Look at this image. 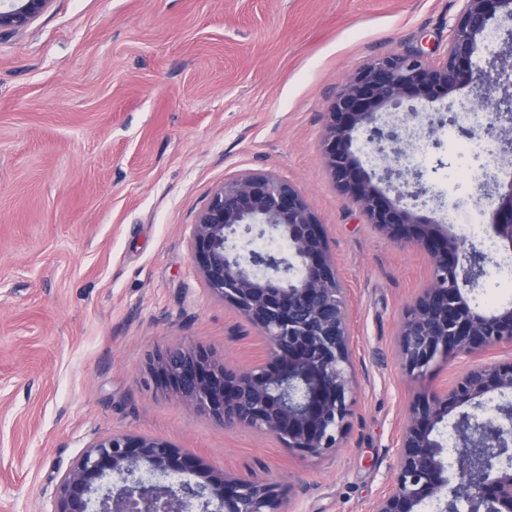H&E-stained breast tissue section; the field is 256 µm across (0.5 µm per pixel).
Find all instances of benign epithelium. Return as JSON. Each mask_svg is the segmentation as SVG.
I'll list each match as a JSON object with an SVG mask.
<instances>
[{
    "label": "benign epithelium",
    "instance_id": "1",
    "mask_svg": "<svg viewBox=\"0 0 512 512\" xmlns=\"http://www.w3.org/2000/svg\"><path fill=\"white\" fill-rule=\"evenodd\" d=\"M53 0H0V33L27 28ZM445 55L427 62L407 50L376 60L336 92L326 113L324 145L340 191L395 243L426 253L431 281L409 307L397 337L405 374L420 382L456 357L474 359L512 343V306L485 311L462 286L483 275L487 255L453 234H441L414 209L426 206L420 167L399 165L404 125L419 116L413 101L432 104L471 84L491 87V119L484 132L512 155V31L499 39L486 68L472 57L492 26L512 21V0H462ZM401 123L375 125L376 112ZM464 136L473 130L429 119L428 135L445 124ZM365 136L382 166V180L397 182L388 198L353 149ZM489 236L512 254V179L490 198ZM267 234L283 239L292 256L258 250ZM192 254L201 277L260 333L264 352L248 366L220 364L203 350L168 346L150 359L160 384L189 408L226 427L275 437L288 451L322 457L340 447L353 414L350 325L344 288L332 261L324 225L291 182L249 173L218 187L193 227ZM512 392V360L472 362L459 378L421 385L414 393L394 449L391 481L367 512H419L444 500L440 512H512V405H488L492 392ZM472 405L454 423L457 482L432 433L455 408ZM204 478L191 484L181 477ZM118 475L120 484L108 481ZM288 484L273 478L216 473L189 450L151 436L114 434L93 443L60 481L57 512H288Z\"/></svg>",
    "mask_w": 512,
    "mask_h": 512
}]
</instances>
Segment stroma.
<instances>
[{"label": "stroma", "instance_id": "stroma-1", "mask_svg": "<svg viewBox=\"0 0 512 512\" xmlns=\"http://www.w3.org/2000/svg\"><path fill=\"white\" fill-rule=\"evenodd\" d=\"M461 0H53L0 34V512H54L94 442L150 435L210 469L292 487L289 512H366L393 475L412 394L396 358L429 266L380 236L336 187L322 144L337 90L412 48L443 56ZM429 150L423 214L497 252L455 128ZM290 181L324 224L343 284L358 385L347 437L322 459L224 427L156 385L178 344L246 362L255 330L213 295L191 252L214 190ZM471 295L512 304L485 263Z\"/></svg>", "mask_w": 512, "mask_h": 512}]
</instances>
